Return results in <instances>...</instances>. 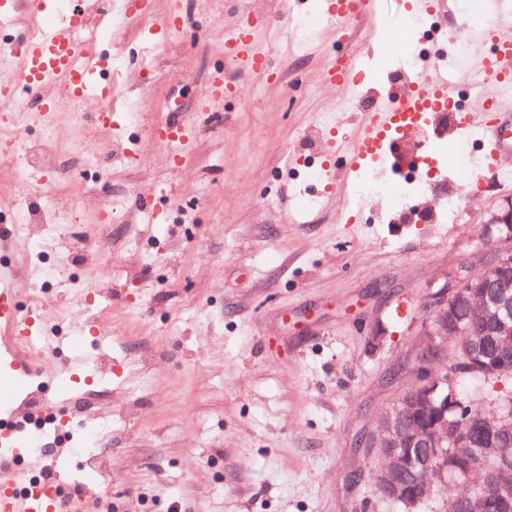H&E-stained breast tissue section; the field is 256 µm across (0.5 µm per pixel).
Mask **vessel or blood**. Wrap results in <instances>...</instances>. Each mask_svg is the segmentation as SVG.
Here are the masks:
<instances>
[{
  "label": "vessel or blood",
  "mask_w": 512,
  "mask_h": 512,
  "mask_svg": "<svg viewBox=\"0 0 512 512\" xmlns=\"http://www.w3.org/2000/svg\"><path fill=\"white\" fill-rule=\"evenodd\" d=\"M381 0H329V16L350 20L376 14ZM504 17H497L485 28L480 43H492L496 53H479L477 71L486 84L512 93V34L506 32ZM97 49L95 39L84 36L80 19L70 18L50 24L39 36L25 46L23 64L15 66L8 90L35 89L40 93L36 110L48 116L58 109L60 101L80 103L88 96L91 72L86 60ZM447 57L436 53L424 60L422 73L410 82L398 96L380 97L367 121L362 126L355 145L351 148L345 167L357 171L366 161L394 163L390 136L407 128L423 124L437 115H447L457 109L453 82L445 69ZM266 72V59L252 44L247 28L235 27L224 38V69L215 73L209 87L210 99L223 98L229 87L230 75ZM453 133L467 141L480 136L488 143L487 149L472 159L477 170L501 169L512 162V120L508 119L497 95H483L475 111L453 124ZM9 326L15 334L31 333V317L19 316L12 306V291L0 290V324ZM0 512H82L80 498H63L60 486L46 485L18 488L11 483L0 486Z\"/></svg>",
  "instance_id": "obj_1"
}]
</instances>
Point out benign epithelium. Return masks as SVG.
Here are the masks:
<instances>
[{
    "label": "benign epithelium",
    "mask_w": 512,
    "mask_h": 512,
    "mask_svg": "<svg viewBox=\"0 0 512 512\" xmlns=\"http://www.w3.org/2000/svg\"><path fill=\"white\" fill-rule=\"evenodd\" d=\"M485 236L496 238L501 246L480 270L461 267L435 295L425 350L415 367L417 382L380 414L369 436V447L382 462L375 473L377 489L407 512H415L423 501L411 493L410 481L446 484L448 470L469 465L464 449L470 444L480 443L490 460L512 444V421L506 418L491 428L472 419L467 428L448 433V414L463 412V405L453 376L434 371V357L447 356L448 342L458 336L465 337L467 357L458 368L471 364L469 357L482 338L468 332V322L495 325L501 346L512 350V203L491 214ZM483 489L486 503L502 505L512 496V480L493 468L486 473Z\"/></svg>",
    "instance_id": "obj_1"
}]
</instances>
